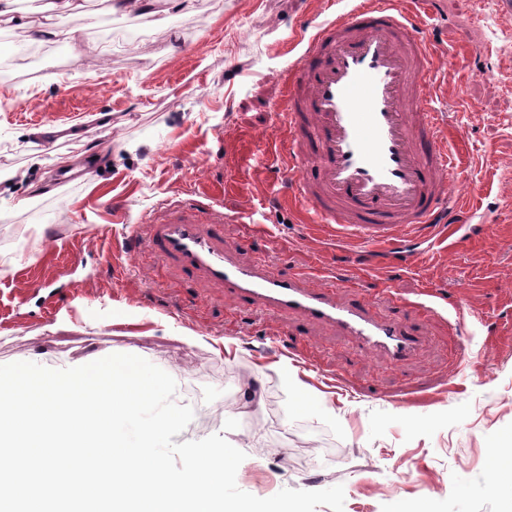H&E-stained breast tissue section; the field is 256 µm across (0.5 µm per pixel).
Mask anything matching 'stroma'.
Returning <instances> with one entry per match:
<instances>
[{
    "label": "stroma",
    "instance_id": "1",
    "mask_svg": "<svg viewBox=\"0 0 512 512\" xmlns=\"http://www.w3.org/2000/svg\"><path fill=\"white\" fill-rule=\"evenodd\" d=\"M82 2L39 62L0 72V365L145 358L194 407L176 442L225 437L246 455L238 487L260 498L340 485L344 512H506L495 485L512 481V11L427 4L464 179L451 188L455 245L412 264L424 238L349 244L282 188L284 55L343 0H192L149 18ZM65 171L74 179L58 185ZM190 190L222 194L238 259L321 285L349 274L337 297L409 322L416 351L391 361L184 273L150 241L163 201ZM430 293L444 299L435 315L415 307Z\"/></svg>",
    "mask_w": 512,
    "mask_h": 512
}]
</instances>
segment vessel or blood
Wrapping results in <instances>:
<instances>
[{"instance_id":"1","label":"vessel or blood","mask_w":512,"mask_h":512,"mask_svg":"<svg viewBox=\"0 0 512 512\" xmlns=\"http://www.w3.org/2000/svg\"><path fill=\"white\" fill-rule=\"evenodd\" d=\"M421 0H356L314 34L288 61L287 168L292 198L317 223L334 224L364 243L405 239L438 217L454 198L460 171L445 137L432 90L440 43ZM154 248L183 270L223 284L248 304L332 322L362 348L393 360L418 345L412 328L374 318L365 305L340 302L334 289L303 277H279L263 262H240L216 230L224 203L187 208L166 203Z\"/></svg>"}]
</instances>
